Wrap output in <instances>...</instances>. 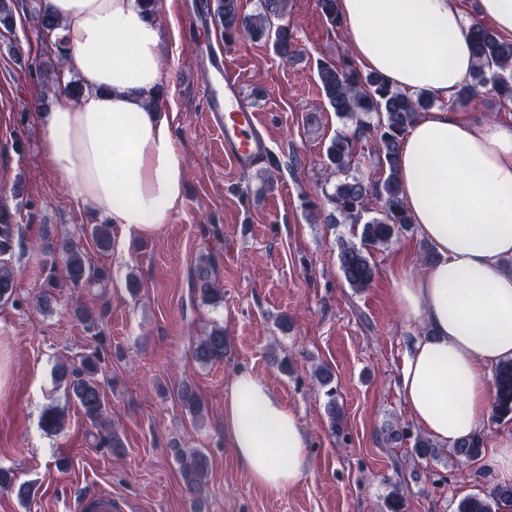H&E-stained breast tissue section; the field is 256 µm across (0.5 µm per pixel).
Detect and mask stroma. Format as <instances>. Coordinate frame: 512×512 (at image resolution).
Returning <instances> with one entry per match:
<instances>
[{
  "label": "stroma",
  "instance_id": "stroma-1",
  "mask_svg": "<svg viewBox=\"0 0 512 512\" xmlns=\"http://www.w3.org/2000/svg\"><path fill=\"white\" fill-rule=\"evenodd\" d=\"M159 2L161 105L184 160V196L155 236L112 225L105 253L83 229L106 216L76 201L43 160L40 113L57 98L44 93L47 48L33 0H15L23 22L0 32V208L22 233L11 255L16 290L0 304V469L35 485L26 500L0 488V512H72L102 489L137 512H389L395 492L401 512H456L480 493L484 465L441 445L416 457L421 430L399 394L405 354L427 329L401 317L393 277L400 265L420 268L427 242L413 228L373 249V282L357 292L337 254L339 241L359 243L361 229L325 223L321 214L334 189L326 148L336 133L355 131L328 105L317 77L319 61L349 55L343 29L326 22L317 0H288L283 21L299 56L287 62L273 39L228 45L220 28L189 27L182 0ZM201 38L223 46L272 142L270 159L252 169L233 168L208 122L195 53ZM45 236L75 239L92 265L107 269V282L63 285L36 308L45 256L31 244ZM203 257L213 260L224 292L216 304L191 290ZM131 275L141 285L135 295ZM79 304L98 316L100 335L75 317ZM215 327L224 330V359L200 364L192 344ZM96 350L104 356L96 379L105 417L124 444L119 457L100 444L57 376L59 365L79 368ZM318 367L333 374L340 426H331L327 398L312 382ZM241 369L262 379L309 435L307 470L287 491L255 486L224 438V394ZM185 385L201 397L203 416L182 405ZM51 405L65 413L57 433L42 427ZM183 448L209 459L201 495L183 483Z\"/></svg>",
  "mask_w": 512,
  "mask_h": 512
}]
</instances>
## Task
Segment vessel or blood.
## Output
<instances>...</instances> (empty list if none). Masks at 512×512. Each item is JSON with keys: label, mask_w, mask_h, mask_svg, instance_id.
<instances>
[{"label": "vessel or blood", "mask_w": 512, "mask_h": 512, "mask_svg": "<svg viewBox=\"0 0 512 512\" xmlns=\"http://www.w3.org/2000/svg\"><path fill=\"white\" fill-rule=\"evenodd\" d=\"M209 98L208 120L224 138V155L241 170L266 157L268 145L259 134V115L246 102L241 81L228 67L223 55L209 58L203 74ZM75 512H129L128 503L100 491L74 506Z\"/></svg>", "instance_id": "b4317fda"}]
</instances>
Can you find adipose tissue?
<instances>
[{
  "instance_id": "obj_1",
  "label": "adipose tissue",
  "mask_w": 512,
  "mask_h": 512,
  "mask_svg": "<svg viewBox=\"0 0 512 512\" xmlns=\"http://www.w3.org/2000/svg\"><path fill=\"white\" fill-rule=\"evenodd\" d=\"M60 19L83 96L42 113L44 157L72 195L141 236L161 232L183 197L185 166L156 102L162 33L139 0H46ZM364 67L440 108L401 145L402 202L435 260L400 268L394 299L428 336L406 353L399 392L415 423L451 447L487 416L488 369L512 360V124L445 109L475 67L456 0H338ZM224 437L253 484L282 492L308 461V436L255 374L232 377Z\"/></svg>"
}]
</instances>
